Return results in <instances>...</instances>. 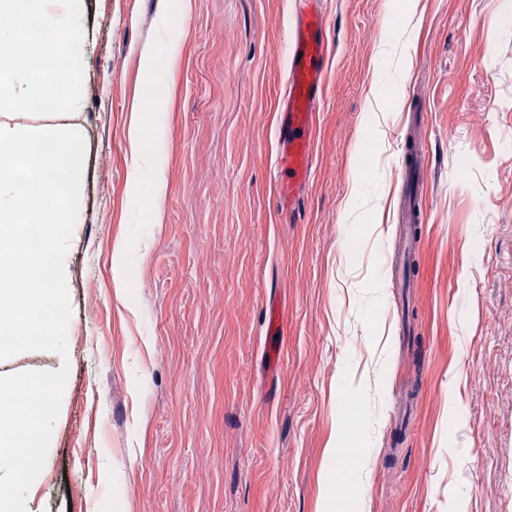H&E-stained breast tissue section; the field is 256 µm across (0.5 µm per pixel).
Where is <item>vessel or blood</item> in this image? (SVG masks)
Here are the masks:
<instances>
[{
	"label": "vessel or blood",
	"mask_w": 512,
	"mask_h": 512,
	"mask_svg": "<svg viewBox=\"0 0 512 512\" xmlns=\"http://www.w3.org/2000/svg\"><path fill=\"white\" fill-rule=\"evenodd\" d=\"M325 16L313 0H297L296 17L287 33L288 71L278 101L280 121L276 166L281 209H295L308 183L314 154L313 130L324 96V67L330 52Z\"/></svg>",
	"instance_id": "1"
}]
</instances>
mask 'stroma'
<instances>
[{"label": "stroma", "mask_w": 512, "mask_h": 512, "mask_svg": "<svg viewBox=\"0 0 512 512\" xmlns=\"http://www.w3.org/2000/svg\"><path fill=\"white\" fill-rule=\"evenodd\" d=\"M82 4L70 370L33 512H512V0H323L324 99L292 222L275 154L294 0ZM172 48L155 203L130 174V112ZM410 137L426 166L409 344L389 261ZM342 424L368 475L356 503L324 479Z\"/></svg>", "instance_id": "stroma-1"}]
</instances>
